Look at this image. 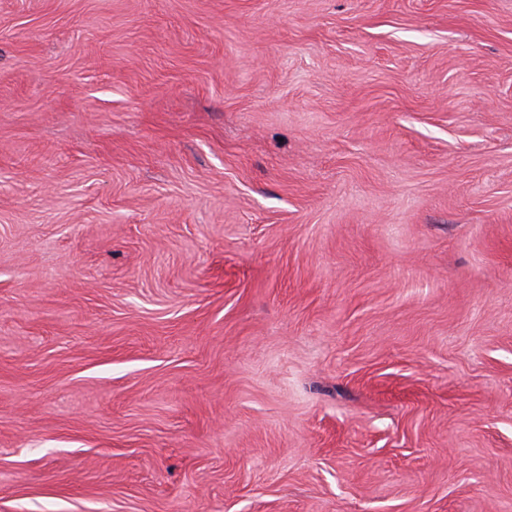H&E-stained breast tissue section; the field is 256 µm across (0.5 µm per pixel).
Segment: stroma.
Wrapping results in <instances>:
<instances>
[{
	"instance_id": "obj_1",
	"label": "stroma",
	"mask_w": 512,
	"mask_h": 512,
	"mask_svg": "<svg viewBox=\"0 0 512 512\" xmlns=\"http://www.w3.org/2000/svg\"><path fill=\"white\" fill-rule=\"evenodd\" d=\"M0 512H512V0H0Z\"/></svg>"
}]
</instances>
